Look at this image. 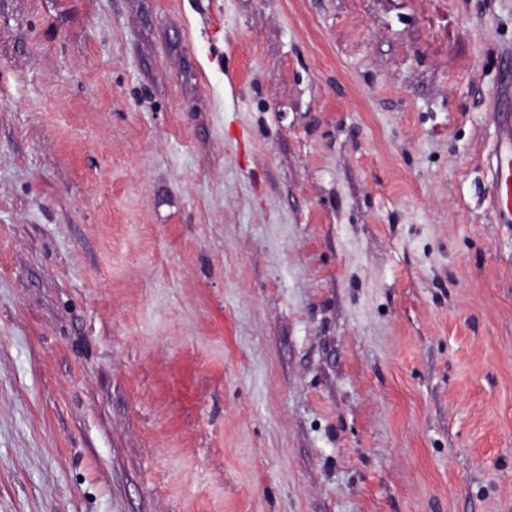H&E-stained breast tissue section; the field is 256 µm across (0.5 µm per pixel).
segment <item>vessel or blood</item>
<instances>
[{
    "mask_svg": "<svg viewBox=\"0 0 512 512\" xmlns=\"http://www.w3.org/2000/svg\"><path fill=\"white\" fill-rule=\"evenodd\" d=\"M499 140L487 159L492 203L499 223L512 224V96L497 93L490 106Z\"/></svg>",
    "mask_w": 512,
    "mask_h": 512,
    "instance_id": "b4317fda",
    "label": "vessel or blood"
}]
</instances>
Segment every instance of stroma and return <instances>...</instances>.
<instances>
[{"label":"stroma","instance_id":"35a3bbf8","mask_svg":"<svg viewBox=\"0 0 512 512\" xmlns=\"http://www.w3.org/2000/svg\"><path fill=\"white\" fill-rule=\"evenodd\" d=\"M512 0H0V512H512ZM490 112L499 140L487 159L489 184L498 223L512 224V99L507 91L492 98Z\"/></svg>","mask_w":512,"mask_h":512}]
</instances>
